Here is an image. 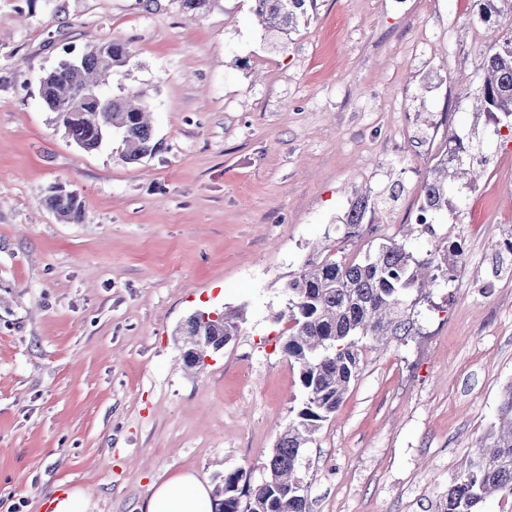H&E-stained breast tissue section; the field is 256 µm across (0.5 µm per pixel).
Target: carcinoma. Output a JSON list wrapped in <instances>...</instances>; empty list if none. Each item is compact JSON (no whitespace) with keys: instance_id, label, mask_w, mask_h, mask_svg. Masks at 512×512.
Listing matches in <instances>:
<instances>
[{"instance_id":"cac0c4a2","label":"carcinoma","mask_w":512,"mask_h":512,"mask_svg":"<svg viewBox=\"0 0 512 512\" xmlns=\"http://www.w3.org/2000/svg\"><path fill=\"white\" fill-rule=\"evenodd\" d=\"M182 9L204 14L220 0H178ZM306 0H254L255 14L270 29L289 33L305 14ZM512 14V0H485L479 19L492 14ZM130 60L127 44L109 39L71 52L40 78L39 93L67 136L86 152L117 141L122 158L135 163L155 154L149 108L139 95L112 94L102 89L109 78L122 72ZM483 80L475 92L482 111L495 120V134L505 127L512 132V38L489 46L483 57ZM455 148L444 155L422 181L419 211L429 217L448 209V165H468L464 173L475 177L474 164L483 162L482 147H473V137L455 135ZM45 205L63 221L82 217L79 196L62 186H52ZM375 200L361 195L351 202L340 228V239L355 236ZM325 255L310 260L302 272L285 284L288 318L292 326L283 351L297 366L305 391L302 407L280 435L267 465L268 474L252 484L247 507L240 506L237 485L246 480L238 469L224 474L216 487L215 512H310L309 499L297 493L302 482L297 467L301 449L312 441L322 424L336 412L352 381L360 373L364 336H385L388 331H406L405 297L413 288L436 281L422 272L418 263L395 239L382 243L359 261L336 259V243L323 247ZM240 313L224 311L212 318L197 313L182 330L183 359L191 368L205 366L204 357L215 353L237 335ZM499 424L486 434L487 443L472 456L463 472L448 483V491L436 502L435 512H482L489 496L499 492L512 496V387L502 397Z\"/></svg>"}]
</instances>
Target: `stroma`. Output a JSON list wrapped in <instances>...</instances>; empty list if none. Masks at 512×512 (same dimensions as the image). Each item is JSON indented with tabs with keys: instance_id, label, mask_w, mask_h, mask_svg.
I'll return each mask as SVG.
<instances>
[{
	"instance_id": "35a3bbf8",
	"label": "stroma",
	"mask_w": 512,
	"mask_h": 512,
	"mask_svg": "<svg viewBox=\"0 0 512 512\" xmlns=\"http://www.w3.org/2000/svg\"><path fill=\"white\" fill-rule=\"evenodd\" d=\"M484 0H306L296 30L252 0H0V512H145L183 473L266 464L303 400L283 352L286 282L368 192L342 256L403 242L458 276L406 296L407 334L361 342V372L304 448L310 512H433L512 385V135L476 109L500 26ZM119 39L161 147L80 150L39 94L65 50ZM483 141L475 183L416 225L453 134ZM76 192L79 223L44 204ZM238 309L201 372L179 330Z\"/></svg>"
}]
</instances>
